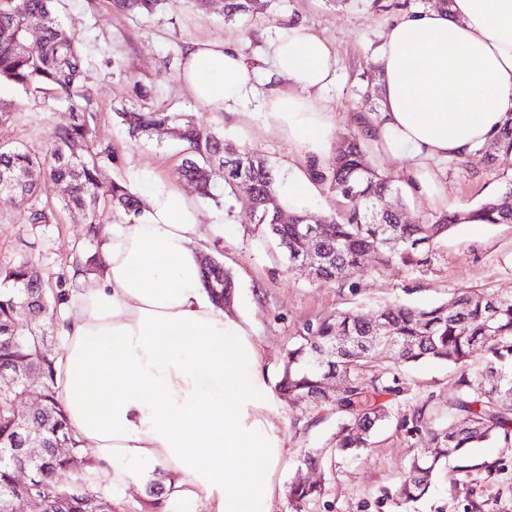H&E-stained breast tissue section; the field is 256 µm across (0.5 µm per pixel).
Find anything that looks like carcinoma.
I'll return each mask as SVG.
<instances>
[{
    "mask_svg": "<svg viewBox=\"0 0 512 512\" xmlns=\"http://www.w3.org/2000/svg\"><path fill=\"white\" fill-rule=\"evenodd\" d=\"M56 0H25L19 9L14 0H0V82L7 81L29 94H49L68 104L71 121L53 128L48 150L34 155L20 147L0 145V200L27 209L26 223L54 224L63 210L84 212L88 236L95 240L103 219L99 202L113 213L141 215L142 202L126 183L109 181L104 165L114 161L110 145L93 136L96 99L86 82L74 39L54 13ZM159 0H109V5L133 16L152 14ZM263 8L262 0H224V19L252 15ZM41 34L38 51L27 49L31 31ZM134 138L164 137L188 146L189 155L178 170L179 178L195 184L204 198H215L223 184L236 191L235 171L251 177L261 204L253 223L269 238L288 265L302 261L298 235L308 224L332 226L317 241L321 264L315 278L348 283L353 271L370 259L379 266L402 264L413 270L430 266L432 241L458 224L457 215L446 213L433 224H403L399 215L404 197L394 180L372 167L366 159L367 132L353 134L336 146L331 168L311 170L314 182L326 185L345 200L342 214L293 213L295 222H279L285 210L276 175L268 160L224 142L219 133L199 135L185 113L142 111L119 113ZM512 150V116L496 141L476 147L495 160L500 145ZM63 184L66 196L60 208L38 204L41 186ZM482 224L512 223V181L501 197L490 198L469 213ZM102 270L99 252L76 261V271ZM203 277L218 305L233 294L235 283L223 262L213 258L204 264ZM65 282L49 277L23 257L0 267V372L14 379L12 389L0 391V512L21 497L31 500L37 512H125L124 500L112 496V487L101 480L97 462L73 438L58 400L56 371L59 352L52 345L56 335L57 308L68 301ZM25 317L29 328H18ZM377 316L389 327L378 332L371 319L355 310H339L308 323L299 343L288 349L287 364L278 382L284 395L312 403H330L340 414L336 428V453L357 456L371 444L377 427L389 415L378 397L401 393L398 371L424 362L456 366L460 374L449 399L450 417L437 423L426 407L404 419L410 431L433 443L434 453L415 457L404 476L401 498L414 501L425 495L433 474L448 454L464 456L486 443L512 447V298L476 291H461L450 300L427 308L401 304L382 307ZM372 361L386 363L385 375L367 380L363 367ZM40 376L39 406L23 408L28 394L27 376ZM337 376L344 390L326 397L323 383ZM481 378L485 388L476 393ZM82 463L73 479L61 482L56 474ZM28 473L27 482L16 481L17 472ZM321 494V488L300 479L288 489L299 512L303 503Z\"/></svg>",
    "mask_w": 512,
    "mask_h": 512,
    "instance_id": "cac0c4a2",
    "label": "carcinoma"
}]
</instances>
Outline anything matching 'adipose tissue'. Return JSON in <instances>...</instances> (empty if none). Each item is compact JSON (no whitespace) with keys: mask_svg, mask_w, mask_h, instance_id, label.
<instances>
[{"mask_svg":"<svg viewBox=\"0 0 512 512\" xmlns=\"http://www.w3.org/2000/svg\"><path fill=\"white\" fill-rule=\"evenodd\" d=\"M180 80L200 104L230 114L255 74L221 41L191 40ZM263 105L306 150L333 132L317 97L332 80L331 45L304 26L269 46ZM379 109L367 129L392 158L412 160L411 193L437 191L429 164L492 140L512 112V0H450L403 15L378 60ZM179 184L152 183L143 214L120 217L60 324L59 400L81 447L113 491L161 468L164 494L146 512H271L284 448L268 418L259 349L216 305L201 254L219 232Z\"/></svg>","mask_w":512,"mask_h":512,"instance_id":"ef3b65f1","label":"adipose tissue"}]
</instances>
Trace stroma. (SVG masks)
I'll return each instance as SVG.
<instances>
[{
    "instance_id": "35a3bbf8",
    "label": "stroma",
    "mask_w": 512,
    "mask_h": 512,
    "mask_svg": "<svg viewBox=\"0 0 512 512\" xmlns=\"http://www.w3.org/2000/svg\"><path fill=\"white\" fill-rule=\"evenodd\" d=\"M270 0L260 13L225 20L219 5L199 0H162L150 16L132 17L110 9L107 0H57L55 9L78 41L84 69L96 100L94 133L109 143L116 161L107 168L110 180L126 182L145 195L155 180L174 181L187 155L185 144L164 139H133L119 114L131 107L191 114L204 133L223 134L226 142L267 159L280 185L294 169L328 167L330 152L315 154L290 141L276 129L260 98H245L239 122L225 121L223 112L196 102L178 77L181 47L190 40H221L236 46L258 69L266 67L268 45L288 28L300 24L326 39L336 53L335 78L322 94L334 124L333 142L360 132L362 117L377 112V100L364 99L374 78L386 29L406 10H426L431 0ZM146 86L147 99L137 98L134 83ZM0 102L12 105L10 120L0 124V144L44 152L51 129L68 123L67 103L47 95H32L0 86ZM441 193L431 197L406 194L405 218L431 224L445 207H474L502 195L512 182V161H487L471 153L464 164L436 160L431 164ZM204 212L224 215L225 232L211 246V257L223 261L236 283L231 311L260 348L269 388V418L286 450L275 474L278 493L273 512H294L288 488L294 478L319 485L322 493L303 505V512H512V447L490 443L472 449L466 470L448 459L433 477L426 495L403 503L400 488L410 461L432 452L423 436L403 423L414 408L430 403L437 418H445L458 372L444 364L403 369L400 395L385 396L392 415L378 430L373 444L359 457L334 454L332 442L338 416L328 405L283 398L277 383L304 326L339 310L373 315L378 308L401 303L428 307L470 288L512 298V224H459L437 237L428 268L411 271L394 264L385 268L365 262L348 285L325 283L301 267L275 259L257 232L245 200L229 190L217 199H198ZM82 213L66 212L56 224H26L22 208L0 205V266L28 256L51 276L64 277L71 289L81 286L73 275L76 256L89 249ZM320 458L303 464L304 454Z\"/></svg>"
}]
</instances>
